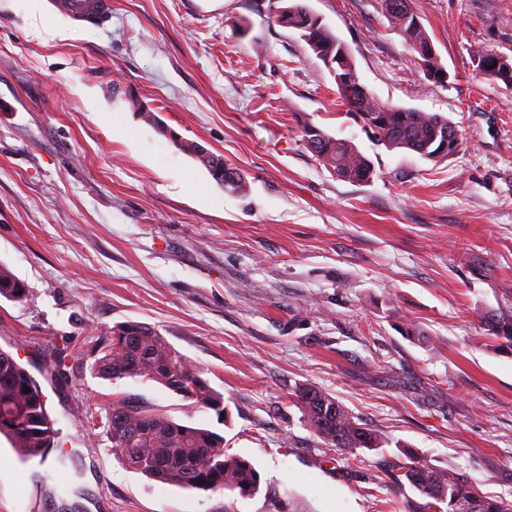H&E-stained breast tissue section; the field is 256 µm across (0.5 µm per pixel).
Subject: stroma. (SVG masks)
Wrapping results in <instances>:
<instances>
[{"mask_svg": "<svg viewBox=\"0 0 512 512\" xmlns=\"http://www.w3.org/2000/svg\"><path fill=\"white\" fill-rule=\"evenodd\" d=\"M382 103L441 113L466 145L440 162L378 145L301 39L285 0H112L104 27L0 0V348L37 379L78 468L36 491L0 437V512H406L402 447L512 508V349L480 317L512 312V90L471 51L512 58V0H412L448 71L426 78L383 0H304ZM163 121L236 167L219 187ZM352 140L371 182L336 178L306 123ZM155 326L223 394L226 417L141 379L104 380L88 347ZM416 324L420 335L405 333ZM325 390L386 441L357 461L286 395ZM130 397L224 438L255 495L150 480L85 415ZM22 290V294L18 291ZM27 286L5 265H0V297L8 301L21 302L26 298Z\"/></svg>", "mask_w": 512, "mask_h": 512, "instance_id": "35a3bbf8", "label": "stroma"}]
</instances>
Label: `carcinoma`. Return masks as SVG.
I'll list each match as a JSON object with an SVG mask.
<instances>
[{
	"label": "carcinoma",
	"mask_w": 512,
	"mask_h": 512,
	"mask_svg": "<svg viewBox=\"0 0 512 512\" xmlns=\"http://www.w3.org/2000/svg\"><path fill=\"white\" fill-rule=\"evenodd\" d=\"M385 16L393 30L418 55L427 60L436 79L444 69L439 55L425 58L431 38L410 0H384ZM279 25L300 33L323 63L356 72L349 50L302 0L275 10ZM476 69L486 78L512 89V59L492 51L473 50ZM339 99L371 136L390 151H406L438 162L458 153L463 137H451L457 126L447 116L420 112L378 102L360 82L352 81L337 90ZM306 150L337 178L356 184L370 182L375 169L371 160L348 139L335 138L309 122L301 129ZM222 188L244 194L248 183L224 158L212 155L198 159ZM27 286L5 265H0V297L21 302ZM488 335L512 346V314L484 316ZM91 369L106 380L124 378L152 381L197 407L224 415V397L204 377V370L192 364L161 333L147 323L126 321L107 329L90 346ZM30 392H25V389ZM288 402L302 413L306 426L323 442L350 457L362 451H377L386 441L363 427L329 393L312 385L298 384L288 393ZM98 416L91 415V422ZM100 422V421H98ZM112 443V451L131 471L165 484L204 492L230 491L243 495L259 489L260 477L247 459L229 455L224 438L203 428L176 422L167 414L123 400L112 404L100 422ZM60 429L47 410L43 391L17 362L0 356V435L15 448L26 463L53 461L66 466L69 456L54 455L59 447ZM399 461V482H407L415 497L407 502V512H512L495 499L481 495L475 484L460 470L437 467L417 453H404Z\"/></svg>",
	"instance_id": "obj_1"
}]
</instances>
